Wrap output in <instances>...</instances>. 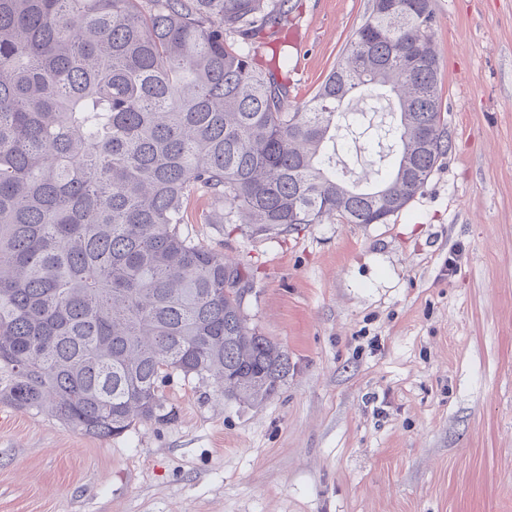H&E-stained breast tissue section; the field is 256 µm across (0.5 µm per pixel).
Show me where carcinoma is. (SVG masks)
Listing matches in <instances>:
<instances>
[{
    "label": "carcinoma",
    "instance_id": "carcinoma-1",
    "mask_svg": "<svg viewBox=\"0 0 512 512\" xmlns=\"http://www.w3.org/2000/svg\"><path fill=\"white\" fill-rule=\"evenodd\" d=\"M288 0H0V404L107 439L174 419L163 382L260 404L288 352L250 326L246 266L184 233L197 191L233 224L282 234L383 224L448 155L431 0H368L301 109ZM397 97L364 190L336 167L347 99ZM434 137L427 150L422 139Z\"/></svg>",
    "mask_w": 512,
    "mask_h": 512
}]
</instances>
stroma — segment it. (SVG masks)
<instances>
[{"label": "stroma", "mask_w": 512, "mask_h": 512, "mask_svg": "<svg viewBox=\"0 0 512 512\" xmlns=\"http://www.w3.org/2000/svg\"><path fill=\"white\" fill-rule=\"evenodd\" d=\"M290 4L299 106L368 0ZM432 9L452 147L387 223L254 234L189 201L184 232L249 264L280 391L173 376L174 421L107 440L0 404V512H512V0Z\"/></svg>", "instance_id": "1"}]
</instances>
